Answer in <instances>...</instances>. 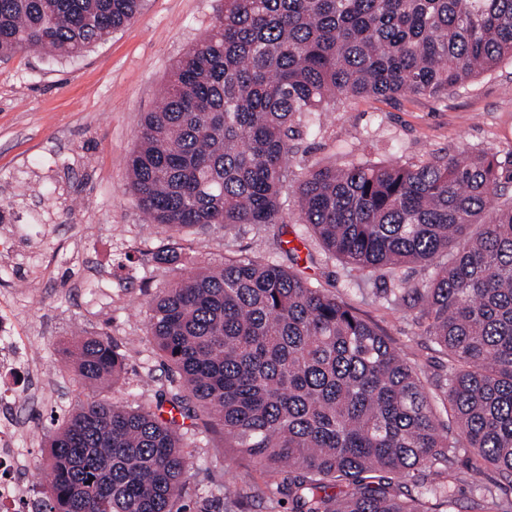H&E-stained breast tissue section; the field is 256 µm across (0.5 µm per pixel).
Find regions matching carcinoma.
Returning <instances> with one entry per match:
<instances>
[{
  "label": "carcinoma",
  "instance_id": "1",
  "mask_svg": "<svg viewBox=\"0 0 512 512\" xmlns=\"http://www.w3.org/2000/svg\"><path fill=\"white\" fill-rule=\"evenodd\" d=\"M145 0H0V57L76 58ZM512 59V0H222L144 114L129 188L177 234L285 224L295 126L355 96H437ZM512 161L471 152L420 164L314 167L298 221L332 256L417 306L448 357L430 390L356 308L264 257L191 271L152 302L147 330L187 386L172 408L258 463L291 512H450L456 451L512 478ZM155 257L191 262L177 236ZM407 264L428 276H397ZM80 382L114 381L106 335L71 351ZM458 432H453V428ZM181 424L136 402L88 399L48 434L41 512H186ZM428 470L438 482L426 485Z\"/></svg>",
  "mask_w": 512,
  "mask_h": 512
}]
</instances>
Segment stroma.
<instances>
[{
    "label": "stroma",
    "mask_w": 512,
    "mask_h": 512,
    "mask_svg": "<svg viewBox=\"0 0 512 512\" xmlns=\"http://www.w3.org/2000/svg\"><path fill=\"white\" fill-rule=\"evenodd\" d=\"M219 0H146L122 30L74 59L20 51L0 59V320L12 323L22 381L6 416L29 466L21 512L48 496L46 431L88 395L153 406L180 391L181 381L147 333L148 310L183 274L155 254L165 227L147 223L129 190L128 160L140 119L155 107L176 60L210 28ZM288 157L280 228L247 224L189 230L183 237L198 262L260 256L301 274L381 327L429 379L448 360L413 321L409 306L391 304L382 280L352 271L328 254L297 220V179L315 165L394 158L417 164L435 155L512 152V60L463 87L430 97L397 94L348 99L325 113L315 134L299 130ZM111 338L122 364L116 384L88 391L74 375L75 335ZM187 452L196 469L189 499L225 512L218 487L239 486L245 512H289L262 492L261 467L200 437ZM512 479L483 469L477 483L454 489L452 512H500Z\"/></svg>",
    "instance_id": "1"
}]
</instances>
